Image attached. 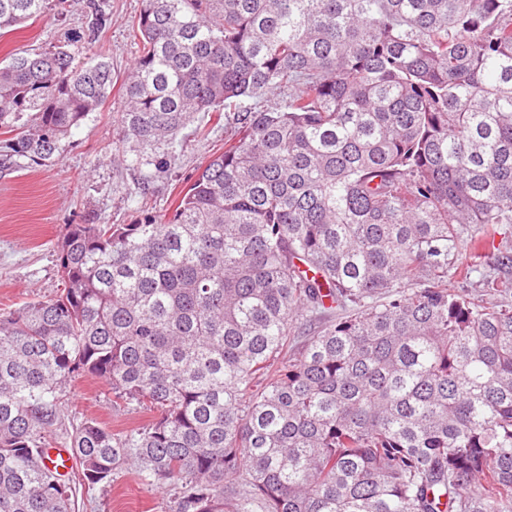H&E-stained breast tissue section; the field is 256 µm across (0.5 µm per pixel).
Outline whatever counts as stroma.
Masks as SVG:
<instances>
[{
  "label": "stroma",
  "mask_w": 512,
  "mask_h": 512,
  "mask_svg": "<svg viewBox=\"0 0 512 512\" xmlns=\"http://www.w3.org/2000/svg\"><path fill=\"white\" fill-rule=\"evenodd\" d=\"M94 6L106 24L92 42L79 43L78 56L110 61L116 79L124 80L139 51L132 29L140 0H67L63 13L45 14L0 35V61L66 41ZM124 108L121 89H113L104 107L73 131L59 162L0 171V310L56 295L62 286L57 243L67 225L132 224L147 214L163 216L197 168L224 150L223 123L205 118L200 133L177 144L168 175L145 178L121 161L118 129ZM67 393L71 422L92 419L119 433L152 419L149 411L113 403L109 386L97 377L76 378ZM68 481L75 490L74 512H161L169 497L168 487L142 482L132 468L92 489L83 485L80 470Z\"/></svg>",
  "instance_id": "35a3bbf8"
}]
</instances>
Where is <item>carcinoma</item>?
<instances>
[{
	"mask_svg": "<svg viewBox=\"0 0 512 512\" xmlns=\"http://www.w3.org/2000/svg\"><path fill=\"white\" fill-rule=\"evenodd\" d=\"M61 0H0V34ZM119 142L155 176L224 152L168 216L70 224L63 289L0 312V512H72L133 466L165 512H512V0H142ZM74 42L0 65V170L59 161L112 90ZM283 94L278 109L262 105ZM29 119H24V116ZM90 374L155 413L66 427ZM484 265L478 266L477 272H472L465 278L464 276L452 275L448 277V288L459 292L464 295H468L470 298L475 300L487 299V301H499L505 302L506 304H512L511 294L507 296L496 295H485L486 287L483 285L481 273L484 271ZM480 268V271H479Z\"/></svg>",
	"mask_w": 512,
	"mask_h": 512,
	"instance_id": "obj_1",
	"label": "carcinoma"
}]
</instances>
